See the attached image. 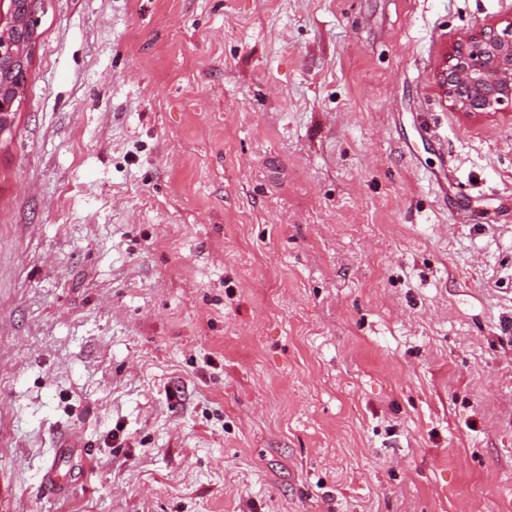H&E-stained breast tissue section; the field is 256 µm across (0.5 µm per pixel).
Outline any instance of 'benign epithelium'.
I'll return each instance as SVG.
<instances>
[{
    "label": "benign epithelium",
    "mask_w": 512,
    "mask_h": 512,
    "mask_svg": "<svg viewBox=\"0 0 512 512\" xmlns=\"http://www.w3.org/2000/svg\"><path fill=\"white\" fill-rule=\"evenodd\" d=\"M36 40L32 13H19L17 0H0V70H10V80L0 84V134L12 126ZM436 84L443 102L467 119L512 110V18L447 48Z\"/></svg>",
    "instance_id": "obj_1"
}]
</instances>
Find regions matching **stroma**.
Listing matches in <instances>:
<instances>
[{
  "instance_id": "stroma-1",
  "label": "stroma",
  "mask_w": 512,
  "mask_h": 512,
  "mask_svg": "<svg viewBox=\"0 0 512 512\" xmlns=\"http://www.w3.org/2000/svg\"><path fill=\"white\" fill-rule=\"evenodd\" d=\"M511 16L39 0L0 136V512H512V116L434 78Z\"/></svg>"
}]
</instances>
